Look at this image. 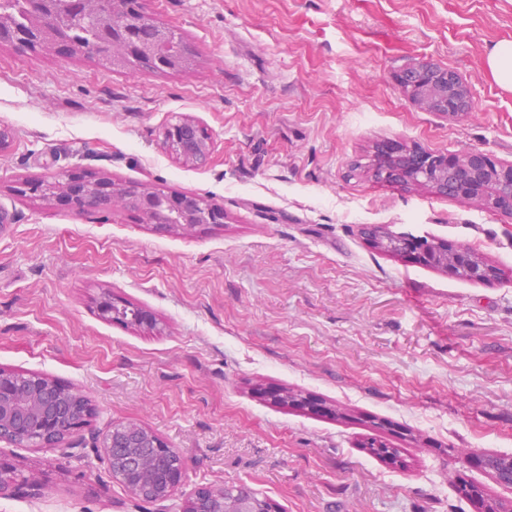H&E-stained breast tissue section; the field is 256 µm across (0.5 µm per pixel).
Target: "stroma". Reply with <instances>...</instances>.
Listing matches in <instances>:
<instances>
[{
	"instance_id": "35a3bbf8",
	"label": "stroma",
	"mask_w": 512,
	"mask_h": 512,
	"mask_svg": "<svg viewBox=\"0 0 512 512\" xmlns=\"http://www.w3.org/2000/svg\"><path fill=\"white\" fill-rule=\"evenodd\" d=\"M191 69H107L0 45V369L85 394L62 449L2 445L22 484L0 512H164L113 479L109 424L179 453L177 501L245 484L279 512H484L512 488V218L374 176L376 148L512 161V91L486 65L512 0H145ZM457 72L474 109H420L398 76ZM194 122L208 156L169 150ZM73 171L221 207L157 228L124 207L74 213L22 181ZM473 248L499 270L451 277L376 249L366 229ZM148 311L155 327L103 318ZM397 452L372 454L370 444ZM480 486L482 503L461 492Z\"/></svg>"
}]
</instances>
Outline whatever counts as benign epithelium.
I'll return each mask as SVG.
<instances>
[{
    "instance_id": "1",
    "label": "benign epithelium",
    "mask_w": 512,
    "mask_h": 512,
    "mask_svg": "<svg viewBox=\"0 0 512 512\" xmlns=\"http://www.w3.org/2000/svg\"><path fill=\"white\" fill-rule=\"evenodd\" d=\"M124 30L132 39L133 52L142 51L144 46L135 41V30L125 29L117 18L99 25V45H104L109 35ZM47 33L45 25L16 30L13 32L14 45L21 51L39 49L46 41ZM169 35L167 29L160 28L155 36L154 54L162 69H169L176 63L165 49ZM401 82L411 100L428 111L457 116L472 109L470 89L450 69L420 64L408 70ZM377 173L390 181L428 185L444 195L467 196L484 208L512 217V162L498 164L480 149H469L455 158L429 149L407 152L386 146L379 152ZM68 177L70 180L63 187L54 188L53 193L59 196L63 205L76 212L81 209L84 198L98 191L109 192L112 203L124 204L123 190L110 182L77 181L74 173ZM143 209L148 214L158 212L166 216L168 228H191L224 219L221 210L197 197L151 196L144 201ZM399 245L404 254L416 261L430 262L450 277L464 272L473 280L488 281L496 275L494 267L479 261L464 246L444 244L432 256L422 245L421 238L411 234L399 240ZM90 411L86 396L53 380L29 374L21 381L15 374L0 370L1 444L14 445L34 439L40 446L64 448L68 456L73 457L72 449L76 448V443L71 441L72 430ZM103 448L106 449L112 475L134 498L147 502L171 499L180 480L182 466H167L172 449L158 436L134 425L118 427L112 424L103 437ZM179 512H261V508L253 498L228 505L221 493L210 487H201Z\"/></svg>"
}]
</instances>
